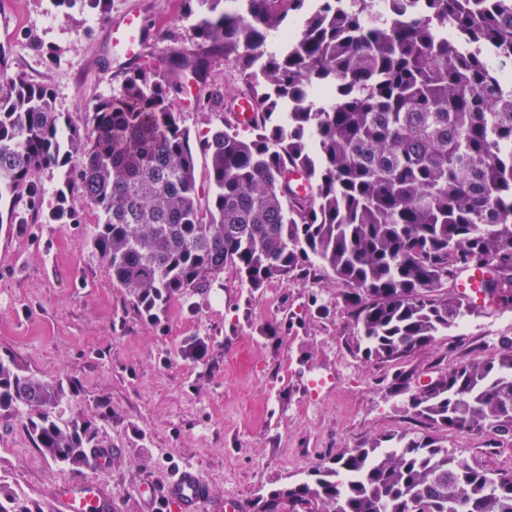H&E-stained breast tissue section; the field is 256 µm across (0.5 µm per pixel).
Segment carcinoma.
Segmentation results:
<instances>
[{
  "label": "carcinoma",
  "mask_w": 512,
  "mask_h": 512,
  "mask_svg": "<svg viewBox=\"0 0 512 512\" xmlns=\"http://www.w3.org/2000/svg\"><path fill=\"white\" fill-rule=\"evenodd\" d=\"M202 55H171L126 75L78 125L48 88L0 77V199L80 156L79 205L98 215L92 245L112 285L154 318L169 299L211 287L231 266L249 283L330 271L349 287L357 345L399 362L470 307L448 290L463 269L490 271L483 292L512 305V0H318L275 53L268 35L306 0H196ZM235 64L261 117L199 141L173 96L192 76L200 107L211 60ZM332 96L318 106L320 89ZM302 170L311 194L291 197ZM415 417L443 431L512 437V342L496 357L409 389ZM64 386L0 360V415L36 411L39 448L76 464L96 447L88 422L55 412ZM328 459L261 496L258 512H512V473L491 474L429 435H391Z\"/></svg>",
  "instance_id": "1"
}]
</instances>
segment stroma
Wrapping results in <instances>:
<instances>
[{"instance_id": "stroma-1", "label": "stroma", "mask_w": 512, "mask_h": 512, "mask_svg": "<svg viewBox=\"0 0 512 512\" xmlns=\"http://www.w3.org/2000/svg\"><path fill=\"white\" fill-rule=\"evenodd\" d=\"M13 3L0 32V71L46 85L56 112L76 123L111 96L125 70L202 50L183 0H108L113 20L137 11L146 22L139 56L123 67L95 10ZM210 79L223 89L224 108H199L188 94L174 99L195 141L223 127L227 105L249 93L230 62L213 60ZM69 180L68 168L49 170L38 178L35 203L0 201V359L62 381L63 416L92 421L112 461L104 471L89 459L58 463L37 448L31 410L0 416V487L33 512H59L58 488L75 479L105 483L118 512H146L141 488L163 490L187 466L210 486L207 512H221L230 496L238 512H257L262 494L304 480L346 449L431 433L407 394L390 390L396 373L423 384L498 355L512 339V307L494 306L400 362L367 358L355 349L348 287L330 272L255 288L228 267L211 287L173 296L158 317H147L113 287L92 249L94 214L80 213L75 224L49 220ZM195 340L204 357H185ZM440 439L488 472L512 473V437L444 432Z\"/></svg>"}]
</instances>
